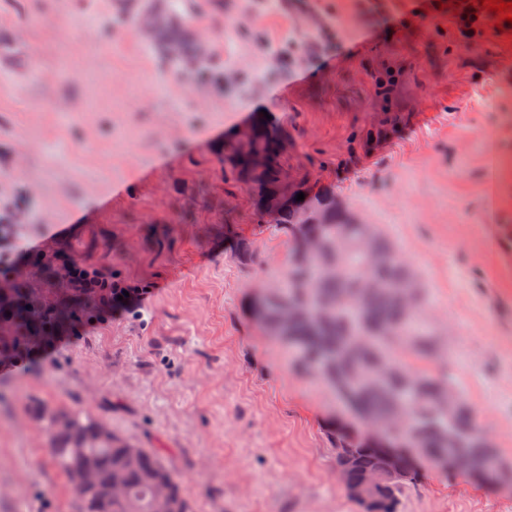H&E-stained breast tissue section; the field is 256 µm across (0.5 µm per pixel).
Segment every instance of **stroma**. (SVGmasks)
<instances>
[{
  "mask_svg": "<svg viewBox=\"0 0 512 512\" xmlns=\"http://www.w3.org/2000/svg\"><path fill=\"white\" fill-rule=\"evenodd\" d=\"M111 2L0 0V216L139 293L106 314L30 253L0 272L84 311L53 359L0 374V512H83L45 407L164 449L195 512H360L329 441L341 404L252 315L291 248L225 180L224 139L262 110L291 180L416 269L438 359L511 461L512 26L481 10L464 28L421 0H169L207 38L204 79ZM422 473L402 512H512L510 480Z\"/></svg>",
  "mask_w": 512,
  "mask_h": 512,
  "instance_id": "stroma-1",
  "label": "stroma"
}]
</instances>
